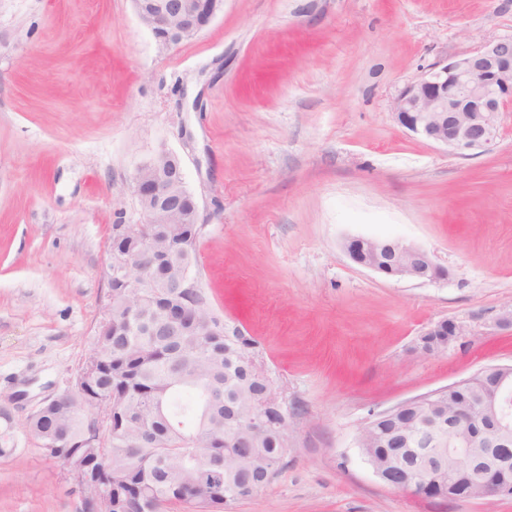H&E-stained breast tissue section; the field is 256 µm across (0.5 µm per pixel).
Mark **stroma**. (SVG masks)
I'll use <instances>...</instances> for the list:
<instances>
[{
    "label": "stroma",
    "mask_w": 512,
    "mask_h": 512,
    "mask_svg": "<svg viewBox=\"0 0 512 512\" xmlns=\"http://www.w3.org/2000/svg\"><path fill=\"white\" fill-rule=\"evenodd\" d=\"M512 36V0H224L161 49L132 0H0V512H79L22 426L71 387L108 302L116 224L143 220L137 168L183 163L214 311L253 337L288 407L271 483L224 512H512V497L389 488L358 438L373 413L512 364V113L455 155L396 121L432 65ZM349 236L427 250L446 278L384 277ZM466 325L447 354L417 337Z\"/></svg>",
    "instance_id": "35a3bbf8"
}]
</instances>
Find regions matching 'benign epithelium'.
Returning <instances> with one entry per match:
<instances>
[{"instance_id": "1", "label": "benign epithelium", "mask_w": 512, "mask_h": 512, "mask_svg": "<svg viewBox=\"0 0 512 512\" xmlns=\"http://www.w3.org/2000/svg\"><path fill=\"white\" fill-rule=\"evenodd\" d=\"M140 21L152 32L158 44L171 48L198 36L220 13L224 0H133ZM512 112V37L481 43L465 55L440 63L421 77L407 84L394 101V115L400 126L412 135L424 139L454 154L467 155L495 144L500 133L501 119ZM154 173L143 175L139 167L134 177V191L142 203L144 220L136 225L140 241L138 268L147 281H153L165 266L155 256L154 225L166 223V215L175 210L180 214L182 229L188 236L200 235L197 200H188L189 206L174 205L171 186H185L180 159L167 152L150 161ZM346 255L357 265L397 279L421 283L433 282L447 276L424 249L395 239L351 237L344 241ZM110 268L109 286L140 288L142 284L130 268L117 259ZM464 334L463 326L443 320L431 326L423 335L446 336L453 344ZM502 374L495 384L496 392L486 394L478 401L462 402L454 409V421L448 431L454 434L457 446L448 449L468 464V477L448 484V497L471 500L503 494L502 483L493 472L474 476L484 449L472 445L481 435L477 411L483 410L499 429V441L507 442L509 421L502 418L501 406L512 390V365H501ZM262 427L285 435L288 420L272 428L258 409L241 428L246 435ZM82 491L81 512H112L111 492L84 473V466L67 468ZM387 486L427 497L432 479L425 472L395 471L379 476Z\"/></svg>"}]
</instances>
